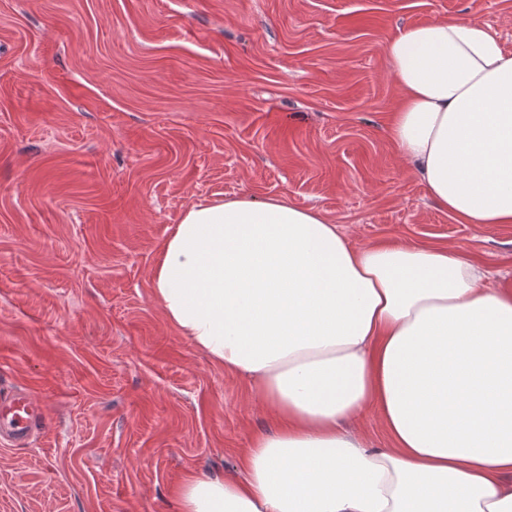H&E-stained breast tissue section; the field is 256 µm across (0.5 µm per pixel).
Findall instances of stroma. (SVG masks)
I'll use <instances>...</instances> for the list:
<instances>
[{
    "instance_id": "35a3bbf8",
    "label": "stroma",
    "mask_w": 512,
    "mask_h": 512,
    "mask_svg": "<svg viewBox=\"0 0 512 512\" xmlns=\"http://www.w3.org/2000/svg\"><path fill=\"white\" fill-rule=\"evenodd\" d=\"M512 0H0V512H175L271 411L179 336L150 269L190 203L282 197L356 246L457 247L512 292V224L439 209L389 137L387 41ZM43 421L41 404L30 394L21 391L0 393V433L3 424L5 435L15 445L22 444Z\"/></svg>"
}]
</instances>
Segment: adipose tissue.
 I'll return each instance as SVG.
<instances>
[{
    "mask_svg": "<svg viewBox=\"0 0 512 512\" xmlns=\"http://www.w3.org/2000/svg\"><path fill=\"white\" fill-rule=\"evenodd\" d=\"M389 134L438 208L512 224V53L481 23L386 44ZM455 247L354 246L314 208L189 204L151 269L166 322L275 425L178 512H512V293ZM376 409L393 442L349 421Z\"/></svg>",
    "mask_w": 512,
    "mask_h": 512,
    "instance_id": "1",
    "label": "adipose tissue"
}]
</instances>
